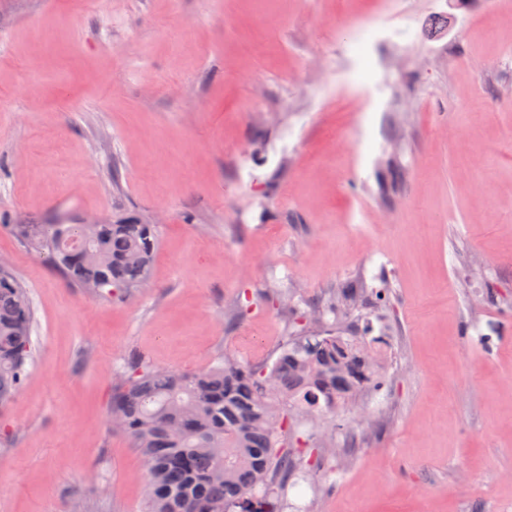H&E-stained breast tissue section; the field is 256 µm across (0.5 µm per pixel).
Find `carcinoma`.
<instances>
[{"label": "carcinoma", "mask_w": 512, "mask_h": 512, "mask_svg": "<svg viewBox=\"0 0 512 512\" xmlns=\"http://www.w3.org/2000/svg\"><path fill=\"white\" fill-rule=\"evenodd\" d=\"M22 240L48 248L75 285L93 292L143 287L158 248L155 224H20ZM365 305L355 288L313 311L333 315L314 331L290 309V336L269 364L225 356L193 373L126 359L112 387L110 421L146 465L147 512H277L274 481L294 466L291 422L325 412L376 384L386 360L365 336L336 323ZM34 309L26 288L0 269V407L19 391L33 360Z\"/></svg>", "instance_id": "obj_1"}]
</instances>
